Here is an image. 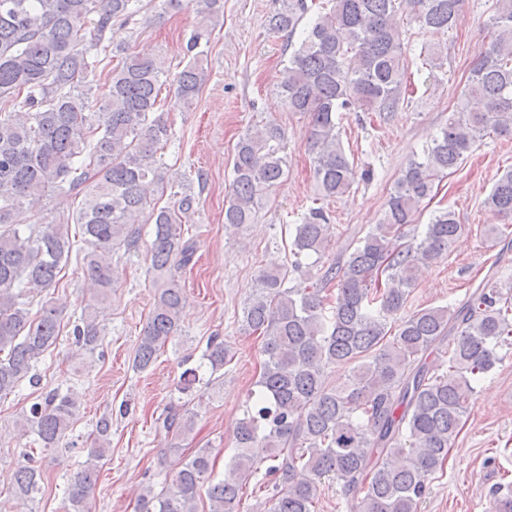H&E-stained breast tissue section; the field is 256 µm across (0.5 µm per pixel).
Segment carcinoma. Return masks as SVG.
<instances>
[{
	"instance_id": "1",
	"label": "carcinoma",
	"mask_w": 512,
	"mask_h": 512,
	"mask_svg": "<svg viewBox=\"0 0 512 512\" xmlns=\"http://www.w3.org/2000/svg\"><path fill=\"white\" fill-rule=\"evenodd\" d=\"M327 2L315 11L308 0H279L265 26L274 34L300 33L279 95L289 111L308 117L319 195L333 198L371 176L357 172L344 151L343 116L376 112L386 119L404 103L408 63L399 11L445 35L461 22L462 0ZM194 3L200 22L187 51L196 55L177 87L187 105L208 77L201 44L224 19V0ZM143 9V0H0V394L33 379L35 363L60 333L61 299L50 297L35 312L25 300L56 287L72 250L69 226L32 220L53 192L82 196L75 223L91 245L84 271L103 296L112 288L113 251H139L140 225H154L147 250L161 284L133 367L147 369L181 331L185 296L171 270L190 265L196 252L182 231L192 198L150 204L154 188L166 182L161 150L172 135L158 107L163 62L108 38ZM490 10L496 35L470 70L458 110L404 168L382 221L319 275L325 285L336 283V299L322 296L321 288L291 284L294 274L312 276L325 250L329 225L321 207L295 225L288 263L260 271L241 308L242 325L262 339L256 390L238 422L224 478L206 490L207 512H239L242 490L252 481L266 492L267 512H315L326 478L340 485L348 512H417L432 476L444 470L474 385L496 367L498 349L512 344V298L492 289L476 288L457 307L405 313L415 269L447 252L464 229L448 209L419 232L416 214L479 138L512 136V0H492ZM102 65L109 68V92L97 102ZM283 149L284 132L272 123L238 140L225 225L254 223L263 191L285 175ZM485 204L512 217V169L495 180ZM72 334L78 352L102 342L89 310ZM450 336L448 360L428 363L429 350ZM205 359L209 381L222 383L219 371L232 360L224 342L212 338ZM334 366L352 367L338 386L326 383ZM76 410L73 396L50 392L31 404L21 431L30 428L42 447L57 448ZM109 427L106 419L96 424L98 460ZM193 429L188 409L168 406L155 420L160 453ZM213 468L211 449H194L160 491L146 488L141 512H198ZM96 478L94 464L73 476L65 512H90ZM39 491L37 470L18 464L14 497L25 504Z\"/></svg>"
}]
</instances>
